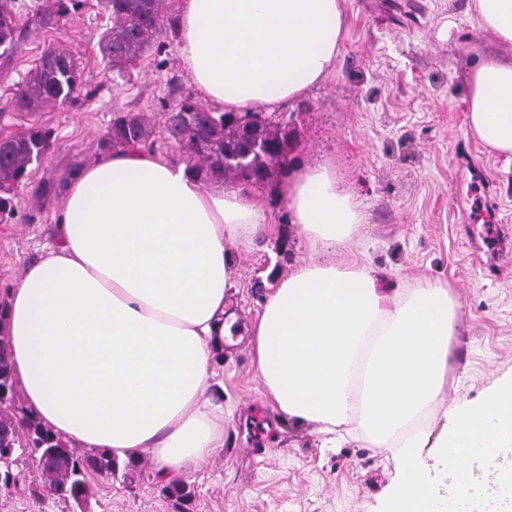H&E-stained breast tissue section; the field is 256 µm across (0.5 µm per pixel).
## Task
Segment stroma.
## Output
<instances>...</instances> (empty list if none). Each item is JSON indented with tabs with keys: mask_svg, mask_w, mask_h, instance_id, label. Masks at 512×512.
<instances>
[{
	"mask_svg": "<svg viewBox=\"0 0 512 512\" xmlns=\"http://www.w3.org/2000/svg\"><path fill=\"white\" fill-rule=\"evenodd\" d=\"M347 26L336 71L302 100L278 113L298 114L295 163L332 156L367 213L360 229L369 262L387 287L419 279L449 283L459 308L451 343L444 403L479 402L512 377V245L491 251L475 218L484 208L496 224L512 225V163L490 156L466 134L468 74L480 58L512 60L472 14V0H347ZM112 24L100 0L59 17L32 34L22 27L16 52H0V138L27 123L52 128L47 157L28 185L18 188L15 217L0 223V302L25 265L52 242V226L74 166L98 160L97 141L115 113H141L155 125L164 106L191 96L176 44L118 71L100 52ZM69 48L89 76L78 104L33 114L8 108L7 99L48 47ZM57 194L41 198V182ZM279 238L232 254L234 279L226 308L240 324L217 368L224 404V446L187 476L191 512H382L398 465L390 453L351 442L322 447L307 428L280 422L251 364L250 327L268 291L271 268L287 275L308 253L290 239L278 258ZM20 483L0 491V512H72L49 494H36L32 462L14 465ZM86 512H175L146 466L139 483L97 477Z\"/></svg>",
	"mask_w": 512,
	"mask_h": 512,
	"instance_id": "35a3bbf8",
	"label": "stroma"
}]
</instances>
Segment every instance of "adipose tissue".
<instances>
[{"label": "adipose tissue", "mask_w": 512, "mask_h": 512, "mask_svg": "<svg viewBox=\"0 0 512 512\" xmlns=\"http://www.w3.org/2000/svg\"><path fill=\"white\" fill-rule=\"evenodd\" d=\"M178 57L217 112H273L336 69L346 0H178ZM481 27L512 43V0H473ZM467 134L512 162V61L468 77ZM291 222L310 251L264 299L252 364L280 419L324 447L360 439L400 477L385 512H512V380L477 404L439 407L459 303L448 284L384 287L364 258L366 214L326 159L291 167ZM260 190L203 188L186 164L109 152L69 181L55 242L5 300L26 414L64 441L118 461L149 455L185 478L224 445L214 355L224 350L231 253L271 229ZM450 419L432 460L429 420ZM495 467L497 480L481 473ZM454 477L451 495L436 478Z\"/></svg>", "instance_id": "adipose-tissue-1"}]
</instances>
